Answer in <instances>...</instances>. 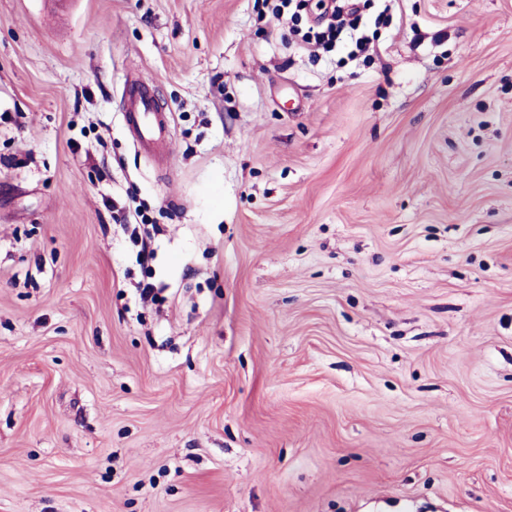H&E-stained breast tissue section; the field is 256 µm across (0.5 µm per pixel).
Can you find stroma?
Instances as JSON below:
<instances>
[{
    "instance_id": "35a3bbf8",
    "label": "stroma",
    "mask_w": 512,
    "mask_h": 512,
    "mask_svg": "<svg viewBox=\"0 0 512 512\" xmlns=\"http://www.w3.org/2000/svg\"><path fill=\"white\" fill-rule=\"evenodd\" d=\"M261 8L0 0V512H512V0ZM274 5L273 13L277 18L282 19L289 27V31L294 34H300L301 31L294 27V22H297L301 17V12L308 5L307 0H277ZM318 7L324 10L322 15L327 21L322 26L308 27L302 34L301 41L315 50L329 53L335 50L337 43L350 45L349 58L365 55L370 50V42L361 30L367 26V18L360 13L354 3L336 5L335 0H319ZM127 112L128 123L139 144L147 151L155 150L165 139L166 127L149 97L139 94L128 99Z\"/></svg>"
}]
</instances>
